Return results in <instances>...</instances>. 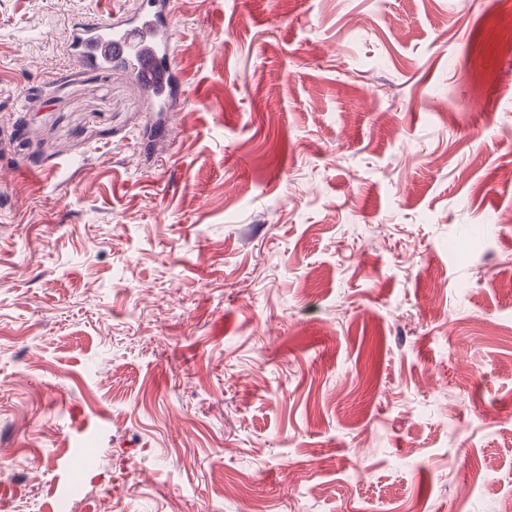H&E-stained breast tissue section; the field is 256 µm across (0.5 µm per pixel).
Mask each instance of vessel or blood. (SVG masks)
Masks as SVG:
<instances>
[{
    "label": "vessel or blood",
    "instance_id": "1",
    "mask_svg": "<svg viewBox=\"0 0 512 512\" xmlns=\"http://www.w3.org/2000/svg\"><path fill=\"white\" fill-rule=\"evenodd\" d=\"M173 36L169 0H152L149 7L129 15L78 24L71 31L68 55L86 71H128L156 111L167 112L180 89Z\"/></svg>",
    "mask_w": 512,
    "mask_h": 512
}]
</instances>
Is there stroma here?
Segmentation results:
<instances>
[{"label": "stroma", "instance_id": "stroma-1", "mask_svg": "<svg viewBox=\"0 0 512 512\" xmlns=\"http://www.w3.org/2000/svg\"><path fill=\"white\" fill-rule=\"evenodd\" d=\"M138 2L0 0V512H512V0ZM171 3L153 1L136 13H111L103 20L78 24L71 31L70 59L98 74L115 68L128 71L153 102L154 112H171L181 83L173 57Z\"/></svg>", "mask_w": 512, "mask_h": 512}]
</instances>
